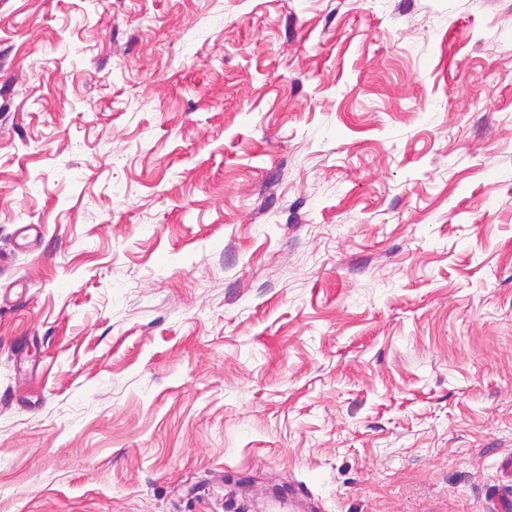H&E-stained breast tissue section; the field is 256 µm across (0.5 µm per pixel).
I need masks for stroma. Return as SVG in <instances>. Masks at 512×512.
Segmentation results:
<instances>
[{"mask_svg":"<svg viewBox=\"0 0 512 512\" xmlns=\"http://www.w3.org/2000/svg\"><path fill=\"white\" fill-rule=\"evenodd\" d=\"M0 512H512V0H0Z\"/></svg>","mask_w":512,"mask_h":512,"instance_id":"stroma-1","label":"stroma"}]
</instances>
